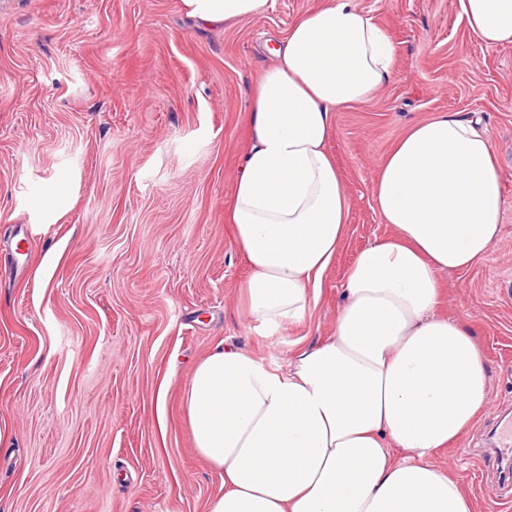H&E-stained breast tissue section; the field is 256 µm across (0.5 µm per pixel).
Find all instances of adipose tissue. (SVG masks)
<instances>
[{"label":"adipose tissue","mask_w":512,"mask_h":512,"mask_svg":"<svg viewBox=\"0 0 512 512\" xmlns=\"http://www.w3.org/2000/svg\"><path fill=\"white\" fill-rule=\"evenodd\" d=\"M227 23L269 0H182ZM469 31L512 43V0H460ZM256 83L249 147L224 206L247 260V315L266 336L316 307L349 228V198L327 144L338 107L393 77L385 29L357 0L298 18ZM391 236L362 250L333 335L295 341L273 367L218 345L192 369L184 407L193 447L223 479L207 512H474L434 463L488 405L483 352L441 316L440 276L473 268L501 236L497 157L479 118L441 112L412 124L371 184Z\"/></svg>","instance_id":"ef3b65f1"}]
</instances>
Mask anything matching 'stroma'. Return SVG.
I'll return each instance as SVG.
<instances>
[{
    "instance_id": "1",
    "label": "stroma",
    "mask_w": 512,
    "mask_h": 512,
    "mask_svg": "<svg viewBox=\"0 0 512 512\" xmlns=\"http://www.w3.org/2000/svg\"><path fill=\"white\" fill-rule=\"evenodd\" d=\"M320 3L270 0L209 27L182 0H0V512H207L220 478L184 417L191 368L224 340L282 366L289 342L332 336L349 266L391 233L376 169L438 112L481 118L503 215L488 258L442 277L440 312L473 330L490 383L485 413L434 461L475 512H512L485 451L512 411V44L475 40L459 0H358L396 63L336 114L349 233L310 318L269 338L244 312L224 203L269 48Z\"/></svg>"
}]
</instances>
